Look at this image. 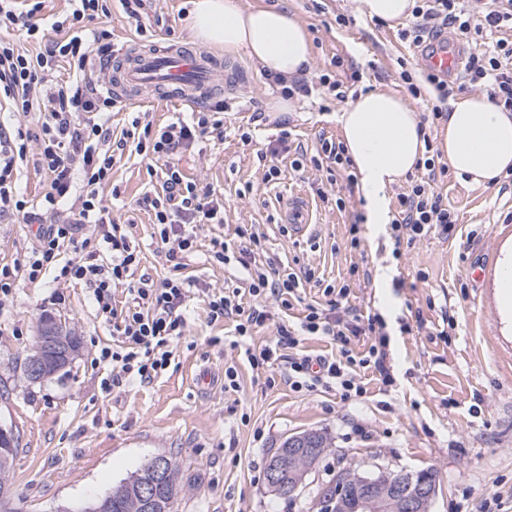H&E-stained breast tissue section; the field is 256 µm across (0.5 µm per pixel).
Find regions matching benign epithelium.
Returning a JSON list of instances; mask_svg holds the SVG:
<instances>
[{
  "instance_id": "1",
  "label": "benign epithelium",
  "mask_w": 512,
  "mask_h": 512,
  "mask_svg": "<svg viewBox=\"0 0 512 512\" xmlns=\"http://www.w3.org/2000/svg\"><path fill=\"white\" fill-rule=\"evenodd\" d=\"M39 345L31 351L24 364V374L31 382L43 380L55 362L59 369L68 367L76 355L68 335L65 320L50 315L38 326ZM354 498L345 503L348 494L346 480L336 476V482L325 490L326 499H337L338 512H429L441 487V477L435 469L391 472L378 469L359 474L352 482Z\"/></svg>"
}]
</instances>
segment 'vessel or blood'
Instances as JSON below:
<instances>
[{"instance_id": "1", "label": "vessel or blood", "mask_w": 512, "mask_h": 512, "mask_svg": "<svg viewBox=\"0 0 512 512\" xmlns=\"http://www.w3.org/2000/svg\"><path fill=\"white\" fill-rule=\"evenodd\" d=\"M414 52L435 73L453 77L461 70L463 51L451 37L431 38L415 45ZM223 83L221 61L178 44L155 43L127 52L113 72L109 90L120 98L146 93L197 106Z\"/></svg>"}]
</instances>
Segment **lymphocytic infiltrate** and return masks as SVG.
I'll return each mask as SVG.
<instances>
[{"label": "lymphocytic infiltrate", "instance_id": "1", "mask_svg": "<svg viewBox=\"0 0 512 512\" xmlns=\"http://www.w3.org/2000/svg\"><path fill=\"white\" fill-rule=\"evenodd\" d=\"M68 2L67 11L47 21L42 16L44 0H0V112L36 117L31 126L0 124V219L14 217L38 227L36 245L26 259L0 264V304L12 297L22 279L33 284L50 275L57 281L84 283L114 338L112 345L101 348L98 362L111 364L113 382L128 378L148 384L168 368L172 345L187 327L182 307L195 281L182 271L197 251L198 230L224 221V207L214 189L186 177L175 159L198 143L223 139L224 122L205 115L179 117L156 129L136 116L129 128L113 134L110 120L116 101L98 88L100 68L112 54V33L101 23L110 14L107 0ZM492 28L512 30V0H484L478 12L470 0H414L402 38L417 43L449 29L472 47L458 82L400 62L399 78L409 94L416 99L431 96L424 123L446 119L449 98L469 87L482 89L494 105L512 110V41L501 39L486 48L484 34ZM60 68L67 70V78L55 79ZM362 78L358 66L338 57L317 75L315 85L279 76L273 82L288 98L310 94L317 85L341 101L347 86ZM33 142L39 152L32 160L28 146ZM129 147L161 164L159 189L137 201L153 218L170 268L160 279L139 274L141 249L104 201L115 156ZM29 165L48 182L36 199L28 198L19 183L23 167ZM417 166L421 176L409 179L396 196L390 229L397 242L436 231L447 234L457 222L436 189L438 179L448 176L447 164L428 154ZM236 235L235 245L212 238L208 257L239 268L245 285L207 292L208 315L214 321H233L230 345L242 348L253 373L271 367L281 347L288 351L284 379L296 392L325 389L346 398L360 396L366 392L361 376L365 369L376 371L383 385L393 384L386 365V322L380 314L336 312L337 297L350 291L346 284L325 285L322 299L305 300L300 290L313 272H296L273 257L258 261L264 249L260 235L245 227ZM66 250L73 254L67 261L61 258ZM118 286L126 291L121 303L115 300ZM293 309L298 316L291 320L287 313ZM277 311L283 318L276 327V347L251 345L255 329ZM307 336L331 337L338 354L316 359L300 354ZM359 336L372 339L360 353L351 347Z\"/></svg>", "mask_w": 512, "mask_h": 512}]
</instances>
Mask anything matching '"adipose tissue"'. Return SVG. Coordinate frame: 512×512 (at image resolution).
<instances>
[{"label":"adipose tissue","instance_id":"1","mask_svg":"<svg viewBox=\"0 0 512 512\" xmlns=\"http://www.w3.org/2000/svg\"><path fill=\"white\" fill-rule=\"evenodd\" d=\"M188 25L193 41L244 53L267 74L292 79L311 60L307 30L284 9L247 10L239 0H192ZM338 122L365 202L366 222L388 223V188L413 171L426 152L419 114L396 93L370 90L350 100ZM437 148L472 184L497 183L512 170V112L482 95L451 102Z\"/></svg>","mask_w":512,"mask_h":512}]
</instances>
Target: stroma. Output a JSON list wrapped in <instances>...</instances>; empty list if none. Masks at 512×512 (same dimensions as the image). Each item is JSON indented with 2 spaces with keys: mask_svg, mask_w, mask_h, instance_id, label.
I'll return each instance as SVG.
<instances>
[{
  "mask_svg": "<svg viewBox=\"0 0 512 512\" xmlns=\"http://www.w3.org/2000/svg\"><path fill=\"white\" fill-rule=\"evenodd\" d=\"M243 7H284L306 28L312 58L305 75L313 80L334 56L354 61L362 83L404 94L399 58H412L410 41L397 24L370 19L359 0H240ZM189 0H155L144 32H136L118 0L108 26L116 49L133 43L171 40L192 46L186 26ZM352 17L338 27L337 14ZM234 92L214 93L227 110L231 133L187 150L177 163L189 177L214 187L224 203V221L204 227L201 246L211 237L234 238L238 227L258 225L269 254L298 260L335 286L349 284L338 307L358 315L380 311L382 298L397 310L387 317L386 362L395 378L381 389L366 373L367 392L341 399L336 391L298 393L268 373L274 386L256 378L239 350L225 343L232 326L211 321L201 296L187 302L188 327L173 345L170 366L152 383L121 382L103 389L109 364L94 363L97 351L112 343L83 284L52 278L19 282L12 301L0 308V423L19 435L12 483L17 512H72L133 475L152 456H173L184 490L176 512H316L318 488L351 465L362 471L382 467L439 470L441 489L431 512H512V336L504 335L494 285L499 250L512 239V190L471 185L456 172L440 183L458 222L449 236L432 234L394 245L390 228L363 238L360 249L347 245L348 229L364 215L356 186L339 177L330 191L345 198V210L314 198L310 182L325 170L307 164L298 176L288 156L265 151L281 130L309 150L320 139H341L337 122L343 102L320 91L294 96L287 117L267 110L280 94L245 55L215 50ZM252 142L242 145L241 133ZM281 174L273 185L263 176L269 165ZM112 183L125 201L122 222L143 250L141 272L162 276L169 269L152 244L150 215L135 202L151 188L147 162L124 154L112 169ZM306 197L310 225L305 232H283L288 199ZM37 227L0 222V263L23 259ZM372 272L390 269L387 287L352 280L353 266ZM64 318L80 338L74 363L52 379L29 382L24 360L40 318ZM236 364L238 391L224 389V367ZM210 371L213 386L196 388L200 371ZM249 424H241V415ZM316 430L334 446L307 476L306 486L288 499L271 493L263 478L268 455L290 435Z\"/></svg>",
  "mask_w": 512,
  "mask_h": 512,
  "instance_id": "35a3bbf8",
  "label": "stroma"
}]
</instances>
